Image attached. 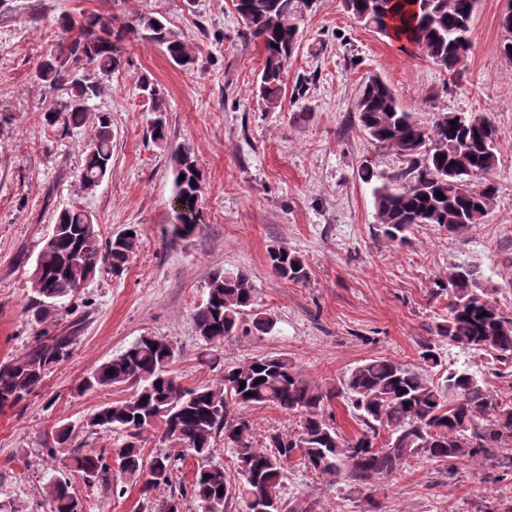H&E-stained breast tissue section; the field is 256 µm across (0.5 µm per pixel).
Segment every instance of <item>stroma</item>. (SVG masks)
Here are the masks:
<instances>
[{
  "label": "stroma",
  "instance_id": "35a3bbf8",
  "mask_svg": "<svg viewBox=\"0 0 512 512\" xmlns=\"http://www.w3.org/2000/svg\"><path fill=\"white\" fill-rule=\"evenodd\" d=\"M511 0H479L465 70L452 77L414 56L403 41L357 23L342 0H317L288 72L278 107L253 89L261 44L246 36L232 0H0V363L26 352L35 337L80 320L70 357L47 373L17 406L0 410V512H48L45 490L60 463L44 443L71 429L68 449L115 448L120 433L88 427L100 406L123 399L124 387L81 392L83 377L142 336L173 342L172 369L187 387L220 382L223 365L285 355L302 374L332 389L375 357L416 364L437 345L448 368H466L502 401L512 377L489 356L437 337L448 298L436 283L461 263L479 267L500 308L512 313V63L500 53L499 16ZM97 13L120 26L139 14L164 16L195 51L194 69L176 66L165 49L126 44L123 71L94 98L86 123L49 125L58 91L37 75L61 43L58 21ZM148 77L164 91L168 144L150 137L153 115L137 87ZM380 77L421 123L434 110L488 112L497 126L494 201L482 223L451 235L429 224L393 243L376 227L373 196L359 172L393 167L355 114L365 78ZM112 123V166L94 191L81 183L83 148L97 116ZM190 145L205 189L201 221L174 235L170 154ZM96 217L102 238L135 228L140 247L121 274L102 270L71 301L39 319L31 307L35 258L62 209ZM296 251L309 277H278L269 252ZM247 271L271 334L232 336L206 348L192 315L217 271ZM217 364L203 362L205 353ZM255 444L271 428L297 431L298 417L274 407H244ZM87 512H152L140 487L117 497L73 478ZM283 496L296 512H512V471L491 462L458 463L447 472L423 457L382 479L370 498L348 494L329 477L292 462Z\"/></svg>",
  "mask_w": 512,
  "mask_h": 512
}]
</instances>
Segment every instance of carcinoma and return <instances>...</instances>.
I'll list each match as a JSON object with an SVG mask.
<instances>
[{"mask_svg":"<svg viewBox=\"0 0 512 512\" xmlns=\"http://www.w3.org/2000/svg\"><path fill=\"white\" fill-rule=\"evenodd\" d=\"M316 2L233 0L246 34L264 49L257 92L269 108L281 100L300 25ZM344 5L363 27L406 40L414 55L452 77L462 72L477 0H344ZM499 25L506 34L501 54L512 61L511 3L501 13ZM62 29L66 37L40 63L39 78L61 92V101L47 109L52 115L48 122L65 128L85 124L89 102L127 63L125 35L165 47L178 66L194 63L188 45L152 14H141L116 30L112 20L99 15L78 22L68 18ZM139 89L155 114L151 138L164 142V93L147 79L140 81ZM355 112L371 141L389 148L401 162L389 171L365 167L359 173L364 182L374 183L375 220L384 237L402 244L417 224L458 234L482 223L494 199L492 176L499 162L496 128L486 113L437 111L430 124L421 125L387 84L378 85L372 77L360 89ZM97 121L94 138L85 150L82 181L86 188L99 185L112 161L110 119L102 113ZM171 167L173 198L180 205L181 221L175 233L185 235L199 224L204 199L192 148H175ZM138 249V235L123 231L105 241L91 212L79 207L63 209L33 266L36 297L32 307L40 315L72 299L102 267L122 271ZM269 260L283 279L298 283L308 277L304 260L295 251L274 248ZM437 288L448 293V319L438 326V335L463 349L482 351L511 369L512 314L500 308L479 268L457 265L437 282ZM254 293L245 271L213 274L206 300L192 316L197 336L207 345H219L245 322L253 334L271 333L276 321L271 314L256 310ZM79 326L76 320L63 333L40 336L24 354L0 364L1 410L24 401L52 367L69 357ZM175 354L169 341L142 336L84 379L85 392L112 386L131 389L127 398L99 407L87 421L89 427L122 431L124 441L117 448L71 453L62 474L46 487L51 512H77L72 474L117 496L125 494L126 482L133 480L142 483L146 495L172 485L188 455L197 460L192 483L159 500L155 512H183L182 507L192 499L205 503L211 512H227L234 499L256 500L259 512H295L284 500L282 479L287 465L296 459L331 477L349 493L366 495L414 456L446 464L451 470L459 461H492L491 449L512 446V402L500 401L467 369H450L439 381L430 378L431 369L441 365V359L429 344L420 354L423 365L419 367L371 358L353 368L332 390L313 383L282 355L226 363L221 382L186 387L170 370ZM333 398L346 401L360 422L362 432L355 439H344L333 418L326 416L325 407ZM241 406L276 407L299 417L301 431L272 429L265 445L258 447L249 425L237 413ZM154 429L180 450H162L151 460L144 459L140 439ZM382 432L387 442L379 446ZM220 437L233 458V482L224 467L212 463L215 439ZM69 438L70 429H58L44 452L56 458L57 449ZM114 453L124 468V477L118 480L112 478L109 465Z\"/></svg>","mask_w":512,"mask_h":512,"instance_id":"1","label":"carcinoma"}]
</instances>
